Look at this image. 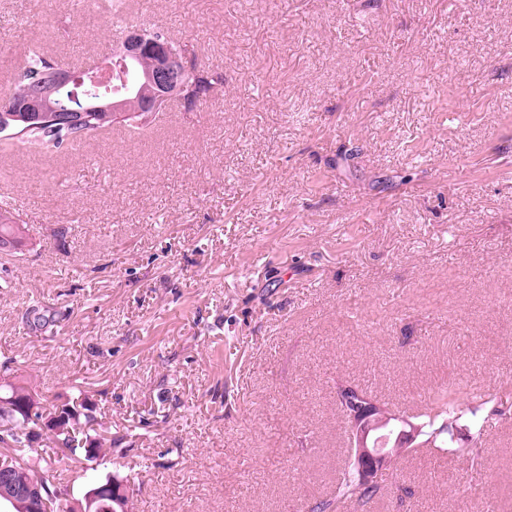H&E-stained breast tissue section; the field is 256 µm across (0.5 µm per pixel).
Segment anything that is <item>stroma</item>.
<instances>
[{"instance_id":"1","label":"stroma","mask_w":512,"mask_h":512,"mask_svg":"<svg viewBox=\"0 0 512 512\" xmlns=\"http://www.w3.org/2000/svg\"><path fill=\"white\" fill-rule=\"evenodd\" d=\"M140 25L223 94L0 154L28 239L0 251V380L81 386L132 512H308L337 382L410 414L512 383V0H148ZM122 38L96 0H0V82ZM483 458L412 449L370 512H512V421Z\"/></svg>"}]
</instances>
